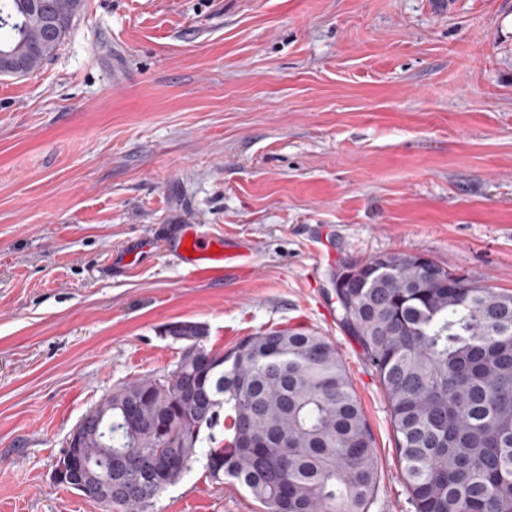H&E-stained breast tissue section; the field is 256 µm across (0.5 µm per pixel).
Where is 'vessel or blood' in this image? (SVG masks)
I'll return each instance as SVG.
<instances>
[{"label":"vessel or blood","instance_id":"vessel-or-blood-1","mask_svg":"<svg viewBox=\"0 0 512 512\" xmlns=\"http://www.w3.org/2000/svg\"><path fill=\"white\" fill-rule=\"evenodd\" d=\"M164 254L192 280H217L241 271L250 263L249 254L229 251L223 236L202 235L189 224L169 232Z\"/></svg>","mask_w":512,"mask_h":512}]
</instances>
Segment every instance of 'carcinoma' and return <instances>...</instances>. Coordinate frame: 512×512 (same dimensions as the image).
Wrapping results in <instances>:
<instances>
[{"label":"carcinoma","mask_w":512,"mask_h":512,"mask_svg":"<svg viewBox=\"0 0 512 512\" xmlns=\"http://www.w3.org/2000/svg\"><path fill=\"white\" fill-rule=\"evenodd\" d=\"M85 0H0V74H29L63 45ZM383 253L344 265L356 287L337 294L386 395L395 453L414 512H512V294L434 263ZM455 287L443 288L448 276ZM173 374L132 380L87 411L95 430L71 447L87 480L112 469L108 512H154L191 469L213 429L199 425L185 388L202 382L229 419L206 477L244 487L265 512H369L374 439L336 346L304 329H270L227 352L187 321Z\"/></svg>","instance_id":"cac0c4a2"}]
</instances>
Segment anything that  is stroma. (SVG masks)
I'll list each match as a JSON object with an SVG mask.
<instances>
[{
	"mask_svg": "<svg viewBox=\"0 0 512 512\" xmlns=\"http://www.w3.org/2000/svg\"><path fill=\"white\" fill-rule=\"evenodd\" d=\"M193 224L251 248L188 279L138 237ZM425 255L512 292V0H86L55 56L0 76V512H104L51 479L112 389L185 343L305 327L374 436L370 512H413L379 378L343 326L348 262ZM155 512H261L203 461Z\"/></svg>",
	"mask_w": 512,
	"mask_h": 512,
	"instance_id": "35a3bbf8",
	"label": "stroma"
}]
</instances>
